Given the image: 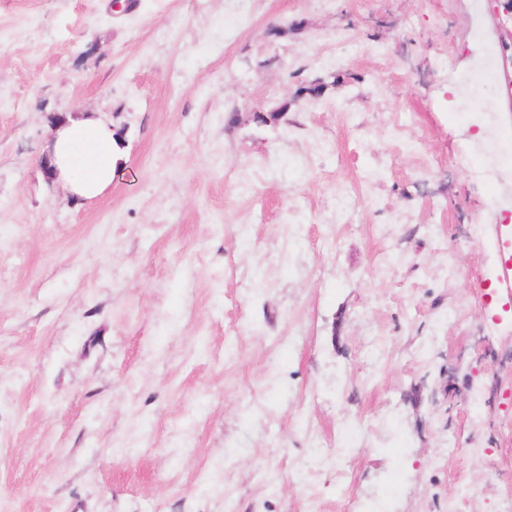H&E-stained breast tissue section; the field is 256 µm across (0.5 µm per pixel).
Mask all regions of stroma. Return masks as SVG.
<instances>
[{
  "label": "stroma",
  "instance_id": "35a3bbf8",
  "mask_svg": "<svg viewBox=\"0 0 512 512\" xmlns=\"http://www.w3.org/2000/svg\"><path fill=\"white\" fill-rule=\"evenodd\" d=\"M112 2L0 0V512H512L499 0ZM120 140L98 112L60 118L48 141L44 166L76 199L92 200L112 185Z\"/></svg>",
  "mask_w": 512,
  "mask_h": 512
}]
</instances>
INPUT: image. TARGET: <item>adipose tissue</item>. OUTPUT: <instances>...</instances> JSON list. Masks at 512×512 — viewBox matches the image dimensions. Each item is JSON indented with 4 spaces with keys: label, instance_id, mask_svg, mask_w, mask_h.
<instances>
[{
    "label": "adipose tissue",
    "instance_id": "obj_1",
    "mask_svg": "<svg viewBox=\"0 0 512 512\" xmlns=\"http://www.w3.org/2000/svg\"><path fill=\"white\" fill-rule=\"evenodd\" d=\"M120 140L102 115L82 112L60 118L48 141V175L80 200L102 196L111 186Z\"/></svg>",
    "mask_w": 512,
    "mask_h": 512
}]
</instances>
